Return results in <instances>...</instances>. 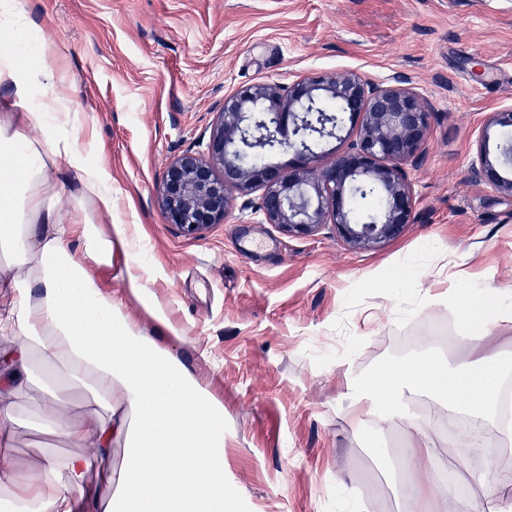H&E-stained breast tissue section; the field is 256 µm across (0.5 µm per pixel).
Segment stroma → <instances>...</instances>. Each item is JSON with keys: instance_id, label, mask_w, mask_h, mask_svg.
Here are the masks:
<instances>
[{"instance_id": "stroma-1", "label": "stroma", "mask_w": 512, "mask_h": 512, "mask_svg": "<svg viewBox=\"0 0 512 512\" xmlns=\"http://www.w3.org/2000/svg\"><path fill=\"white\" fill-rule=\"evenodd\" d=\"M51 39L50 66L68 75L82 146L104 161L116 210L134 227L132 254L183 339L158 343L211 384L224 404V473L241 512H413L420 470L454 468L467 496L495 488L512 453L466 459L439 444L411 461L391 447L403 423L373 433L352 423L364 378L434 352L483 345L512 361V330L468 335L436 293L512 290V202L472 183L480 127L512 104V0H17ZM355 69L381 82L410 75L435 112L421 168L411 171L416 220L375 251L350 248L333 225L290 237L263 221L258 195L189 238L166 224L158 189L170 159L204 151L225 94L313 71ZM43 373L14 396L12 455L61 459L70 441L45 433ZM484 473L483 482L472 479Z\"/></svg>"}]
</instances>
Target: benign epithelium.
Segmentation results:
<instances>
[{
  "instance_id": "obj_1",
  "label": "benign epithelium",
  "mask_w": 512,
  "mask_h": 512,
  "mask_svg": "<svg viewBox=\"0 0 512 512\" xmlns=\"http://www.w3.org/2000/svg\"><path fill=\"white\" fill-rule=\"evenodd\" d=\"M336 105L337 117L320 111ZM355 136L342 137L343 114ZM434 116L412 78L396 73L373 82L356 70L309 72L285 87L264 81L224 95L210 126L206 152L174 156L159 189L165 222L186 237L222 224L235 197L261 191L264 223L290 237L315 234L326 224L355 250H376L415 221L410 171L423 165ZM512 129V105L485 116L471 181L512 201V159L505 146L490 152L491 136ZM343 138L347 146L329 162L314 163L309 136ZM288 149L296 163L284 169L248 162L245 155ZM371 192L379 207L364 218L352 204L355 190Z\"/></svg>"
}]
</instances>
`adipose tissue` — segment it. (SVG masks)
Listing matches in <instances>:
<instances>
[{
	"label": "adipose tissue",
	"mask_w": 512,
	"mask_h": 512,
	"mask_svg": "<svg viewBox=\"0 0 512 512\" xmlns=\"http://www.w3.org/2000/svg\"><path fill=\"white\" fill-rule=\"evenodd\" d=\"M51 49L33 32L13 0H0V86L31 100L23 112L0 113V338L19 347L0 359V457L12 436L9 393L42 364L51 380L91 392L94 435L48 402L49 427L93 455L41 457L32 469L1 472L18 512H237L238 494L224 479V405L185 363L133 323L122 301L106 293L94 267L113 266L115 277L153 322L173 330L166 309L133 259L113 265V246L129 247L131 227L112 221V182L103 163L81 148L84 129L66 106L63 75L44 64ZM77 172L80 199L91 210L71 219L58 205V185ZM449 302L470 333L487 336L512 326V300L486 307L465 289ZM512 366L497 352L479 353L462 367L443 358L401 361L363 391L379 396L376 427L406 418L404 389L419 387L456 399L463 412L501 430L498 388ZM124 449L118 471L86 489L93 456ZM455 512H512V471L499 474L493 494L460 499Z\"/></svg>",
	"instance_id": "ef3b65f1"
}]
</instances>
